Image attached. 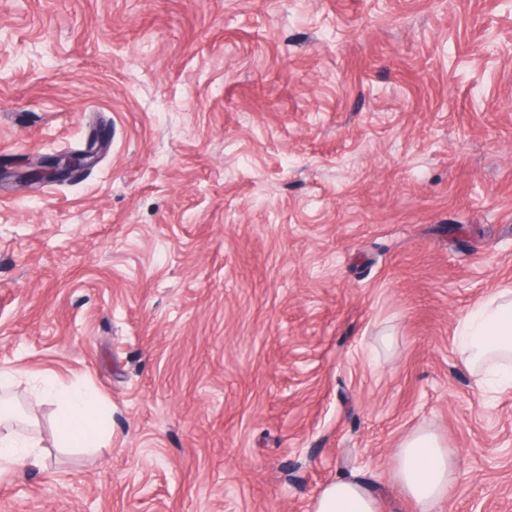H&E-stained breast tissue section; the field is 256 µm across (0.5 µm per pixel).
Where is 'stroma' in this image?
<instances>
[{
	"label": "stroma",
	"instance_id": "stroma-1",
	"mask_svg": "<svg viewBox=\"0 0 512 512\" xmlns=\"http://www.w3.org/2000/svg\"><path fill=\"white\" fill-rule=\"evenodd\" d=\"M0 512H313L436 434L437 512H512V391L462 318L512 289V0H0ZM95 390L98 448L56 400ZM86 159L83 152H66L39 158L27 164L22 178L30 184L44 181L64 182L85 166ZM38 443L31 439H19L7 435L0 437V463L12 468L23 467L30 462L36 461L40 453Z\"/></svg>",
	"mask_w": 512,
	"mask_h": 512
}]
</instances>
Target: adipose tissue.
Wrapping results in <instances>:
<instances>
[{
	"label": "adipose tissue",
	"instance_id": "obj_1",
	"mask_svg": "<svg viewBox=\"0 0 512 512\" xmlns=\"http://www.w3.org/2000/svg\"><path fill=\"white\" fill-rule=\"evenodd\" d=\"M457 350L476 372L481 385L500 392L512 388V289L495 291L460 322ZM57 419L60 440L95 448L108 425L98 397L74 390L61 397ZM457 471L436 435L419 430L402 442L389 483L416 505L417 512H435L450 499ZM314 512H380L379 493L359 476L342 477L323 490Z\"/></svg>",
	"mask_w": 512,
	"mask_h": 512
}]
</instances>
